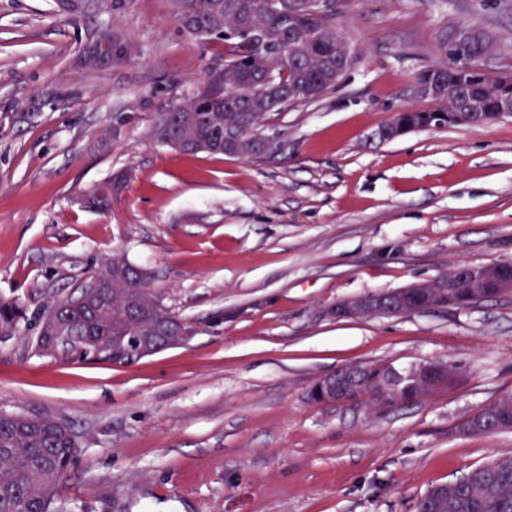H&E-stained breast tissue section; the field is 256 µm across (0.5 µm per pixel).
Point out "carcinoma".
Segmentation results:
<instances>
[{
    "instance_id": "carcinoma-1",
    "label": "carcinoma",
    "mask_w": 512,
    "mask_h": 512,
    "mask_svg": "<svg viewBox=\"0 0 512 512\" xmlns=\"http://www.w3.org/2000/svg\"><path fill=\"white\" fill-rule=\"evenodd\" d=\"M320 0H279L273 9L267 0H174L176 20L188 17L201 28L186 26L190 35L224 42V69L210 76L206 87L178 112L159 113L154 134L162 144L169 140L203 141L207 152L231 156L239 148L224 140L231 128L247 136L246 157L271 152L262 132L263 121L272 112L301 101L315 100L330 90L349 68L352 54L336 32L338 13L318 8ZM487 49L483 37L474 33L463 44L448 48V61L422 72L419 81L428 85L421 98L432 102L426 110H407L400 115L402 127L390 130L401 136L409 129H423L440 122L450 125L452 112H492L503 90L494 76L482 71L474 60ZM90 280L101 287L84 306L78 299H54L41 314L38 332L50 329L46 320L68 303L69 321L76 334L67 350L84 357L129 365L139 360L133 347L124 346L128 324L135 316L154 321L168 338L180 323L162 305L142 269L115 255L105 260ZM413 310L434 306L466 307L491 293L457 289L423 294L411 291ZM25 312L16 300L0 299V336H12ZM363 371L361 384L351 391L373 408L385 410L409 405L447 384V375L425 377L397 387L391 393L381 384L391 366L353 365ZM479 426L484 435L512 430V394L501 395L479 409L458 430ZM77 449L57 420L23 413L0 412V512H69L60 502ZM437 512H512V455L483 463L448 489L433 488L427 494Z\"/></svg>"
}]
</instances>
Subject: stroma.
<instances>
[{"mask_svg": "<svg viewBox=\"0 0 512 512\" xmlns=\"http://www.w3.org/2000/svg\"><path fill=\"white\" fill-rule=\"evenodd\" d=\"M353 56L323 97L266 120L264 158L157 142L224 66L173 0H0V411L68 423L78 512H416L436 485L512 453L463 435L512 392V294L465 308L339 318L338 303L512 262V121L378 129L426 109L418 75L457 31L512 72V0H337ZM107 209L87 207L118 175ZM121 255L148 272L185 341L130 366L39 351L40 314ZM443 361L451 382L378 411L312 401L342 366ZM27 318L23 307L17 300L0 299V336H12Z\"/></svg>", "mask_w": 512, "mask_h": 512, "instance_id": "35a3bbf8", "label": "stroma"}]
</instances>
